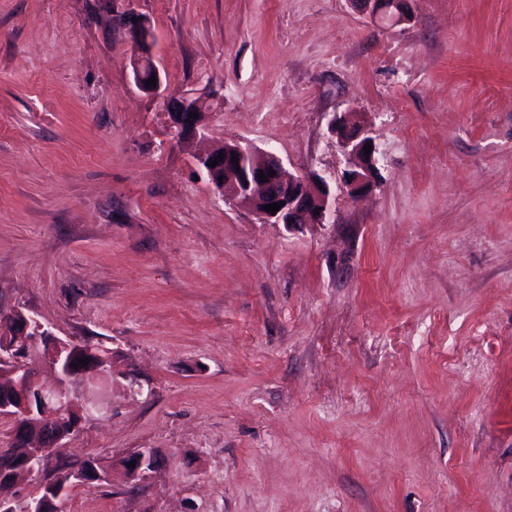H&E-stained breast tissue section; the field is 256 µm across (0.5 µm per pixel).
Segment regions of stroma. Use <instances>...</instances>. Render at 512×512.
<instances>
[{"instance_id": "stroma-1", "label": "stroma", "mask_w": 512, "mask_h": 512, "mask_svg": "<svg viewBox=\"0 0 512 512\" xmlns=\"http://www.w3.org/2000/svg\"><path fill=\"white\" fill-rule=\"evenodd\" d=\"M0 0V306L112 350L69 454L139 448L142 489L68 512H512V0ZM133 8L211 140L340 179L289 231L225 201L133 83ZM363 15L375 22L396 26L413 18L412 0H351ZM330 134L335 136L339 149L347 157L348 168L342 176L341 188L352 199H358L371 191L375 184L377 171V147L371 137L368 121L359 112L336 113L330 124ZM371 143L372 150L366 159L364 147ZM346 176L351 177L347 181ZM133 458L136 461L135 467L121 466L123 477L128 484H143L145 483L150 474L154 471L157 464V457L151 448H142L134 452L127 459ZM126 457L120 459V464H124L127 460Z\"/></svg>"}]
</instances>
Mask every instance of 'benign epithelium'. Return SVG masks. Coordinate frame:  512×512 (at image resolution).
<instances>
[{
    "label": "benign epithelium",
    "instance_id": "obj_1",
    "mask_svg": "<svg viewBox=\"0 0 512 512\" xmlns=\"http://www.w3.org/2000/svg\"><path fill=\"white\" fill-rule=\"evenodd\" d=\"M351 2L362 14L379 23L396 26L413 18L412 0ZM119 24L135 45L130 61L135 86L142 93L157 95L162 77L151 54L149 22L129 9L119 16ZM153 76L156 84L146 85ZM208 109L209 104L200 97L188 93L171 95L166 111L175 136L183 140L203 132V118ZM330 134L335 136L337 146L348 160L347 177L341 180V188L351 198L358 199L375 184L377 147L373 146L368 155L364 150L365 145L374 143L370 124L357 112H343L333 117ZM219 154L223 160L214 167L209 166ZM234 156L238 159L236 164L232 162ZM194 160L224 198L249 208L264 224H281L291 231L304 224H325L330 217L332 193L327 179L287 176L281 160L272 153L261 152L241 141L224 140ZM270 171L275 175L268 176ZM261 173L266 175L263 183L259 180ZM280 201L284 205L277 212L264 209ZM36 343L41 344V362L59 379V386L54 389L44 388L24 363ZM80 358L88 359V364L76 370L72 363ZM8 367L12 382L8 389H0V419L12 424L9 444L28 448L30 452L26 469H12L7 465L0 468V483L11 485L8 498L0 495V512H15L14 504L26 501L20 494L21 486L29 482L34 472L42 473L55 466V450L64 447L63 440L82 419L104 412V402L95 392L76 402L62 384L80 379L95 388L105 383L112 375V352L93 355L79 340L54 335L20 308L0 310V369ZM131 458L136 465L121 467L124 479L129 484L145 483L157 464L155 452L142 448L131 454Z\"/></svg>",
    "mask_w": 512,
    "mask_h": 512
}]
</instances>
